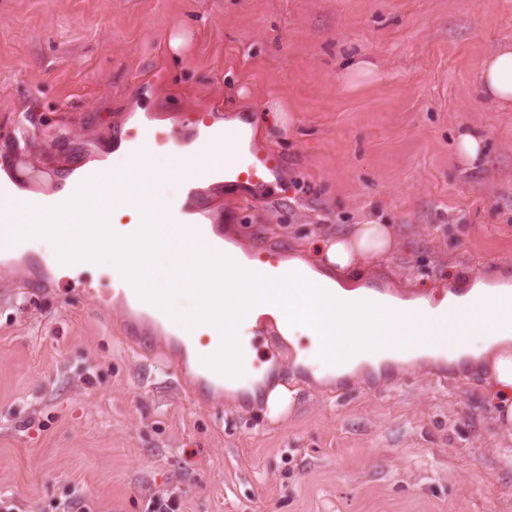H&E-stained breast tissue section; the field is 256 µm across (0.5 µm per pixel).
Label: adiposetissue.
<instances>
[{
	"instance_id": "ef3b65f1",
	"label": "adipose tissue",
	"mask_w": 512,
	"mask_h": 512,
	"mask_svg": "<svg viewBox=\"0 0 512 512\" xmlns=\"http://www.w3.org/2000/svg\"><path fill=\"white\" fill-rule=\"evenodd\" d=\"M477 90L499 107L512 108V47L503 46L482 62ZM141 167L153 171L151 180L132 176L129 160L110 163L98 189L104 199L121 193L130 210L159 201V185L174 179L170 169L157 166L152 154L141 157ZM74 212L87 213L97 227L96 251L79 254L75 263L104 267L112 281L126 280L145 293H156L167 307L170 290L191 293L195 321L192 338L207 337V348L224 358L226 372H236L252 352L243 327L269 319L291 343L306 339L298 354L316 366L317 377L340 376L360 365L379 367L383 361L404 363L426 355L429 345H441L449 363L469 361L485 369L498 409L495 422L504 435L512 434V286L477 283L463 295L436 297L425 293L408 300V319L394 317L378 305V290L363 281L362 267L389 253L392 231L383 224H360L351 233L319 247L309 259H292L270 271L268 263L242 262L228 254L207 265L205 241L192 229L173 232L170 225L147 219L137 223L138 238L123 245L112 238L111 213L94 211L81 200ZM167 267L165 283H157L150 270L157 262ZM224 292V309L213 314L207 291Z\"/></svg>"
}]
</instances>
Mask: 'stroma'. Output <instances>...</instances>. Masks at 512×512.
Listing matches in <instances>:
<instances>
[{
  "instance_id": "35a3bbf8",
  "label": "stroma",
  "mask_w": 512,
  "mask_h": 512,
  "mask_svg": "<svg viewBox=\"0 0 512 512\" xmlns=\"http://www.w3.org/2000/svg\"><path fill=\"white\" fill-rule=\"evenodd\" d=\"M512 43V0H0V172L53 194L134 118L178 132L220 104L283 175L266 198L199 191L214 232L301 255L357 224L393 250L370 277L407 292L512 275V109L476 92ZM283 123H275V114ZM38 127L12 137L16 120ZM481 158L456 150L462 132ZM0 269V494L24 512H512V468L481 373L361 369L327 384L296 363L272 413L195 397L167 350L130 349L97 269Z\"/></svg>"
}]
</instances>
